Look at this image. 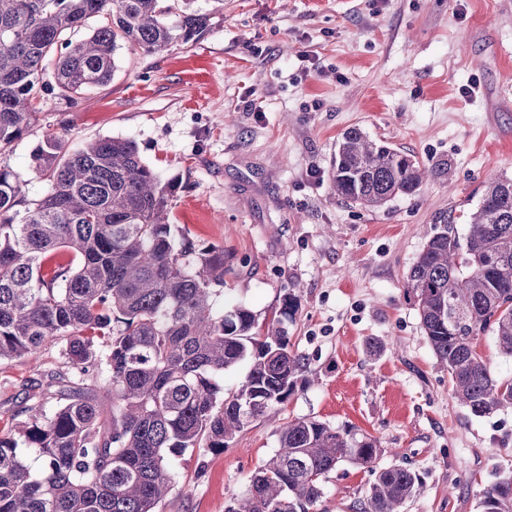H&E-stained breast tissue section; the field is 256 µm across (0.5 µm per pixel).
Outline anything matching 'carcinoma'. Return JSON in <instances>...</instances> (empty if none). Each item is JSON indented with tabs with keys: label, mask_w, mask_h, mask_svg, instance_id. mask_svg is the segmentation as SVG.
Wrapping results in <instances>:
<instances>
[{
	"label": "carcinoma",
	"mask_w": 512,
	"mask_h": 512,
	"mask_svg": "<svg viewBox=\"0 0 512 512\" xmlns=\"http://www.w3.org/2000/svg\"><path fill=\"white\" fill-rule=\"evenodd\" d=\"M191 3L0 0V159L31 127L48 66L63 92L100 88L119 49L161 54L209 30L213 14ZM32 173L50 182L39 199L0 165V361L50 345L67 373L26 395L0 431V512H155L172 485L170 457L224 450L311 382L288 336L297 297L286 294L264 325L243 304L218 306L224 247L174 234L176 186L128 139L71 148L47 134ZM423 178L416 160L358 128L337 144L336 194L363 208L413 195ZM406 292L451 396L476 417L512 410V380L476 351L488 335L512 358V178L488 182L465 234L444 224L429 238ZM242 364L243 379L224 391V374ZM385 453L367 434L295 419L225 512H315L342 462L374 476L359 512H403L423 483L411 468L380 465ZM481 508L512 512V471L484 490Z\"/></svg>",
	"instance_id": "1"
}]
</instances>
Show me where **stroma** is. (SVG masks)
<instances>
[{
    "mask_svg": "<svg viewBox=\"0 0 512 512\" xmlns=\"http://www.w3.org/2000/svg\"><path fill=\"white\" fill-rule=\"evenodd\" d=\"M353 127L425 168L417 194L376 209L337 196L332 159ZM49 133L135 142L177 185L172 224L229 255L228 303L264 323L298 297L288 335L313 385L228 448L173 457L155 512H224L295 418L370 434L382 465L418 471L404 512H480L512 470V411L476 417L452 398L405 288L435 226H463L489 179L512 177V0H224L198 40L120 49L106 86L47 96L6 160L33 199L49 188L30 167ZM64 369L53 346L1 361L0 429ZM370 479L341 463L318 512H356Z\"/></svg>",
    "mask_w": 512,
    "mask_h": 512,
    "instance_id": "1",
    "label": "stroma"
}]
</instances>
